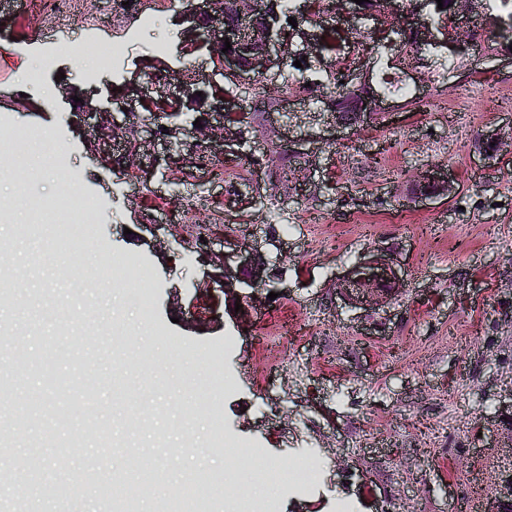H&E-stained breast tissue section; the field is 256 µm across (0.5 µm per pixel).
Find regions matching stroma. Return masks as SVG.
I'll list each match as a JSON object with an SVG mask.
<instances>
[{"label": "stroma", "instance_id": "1", "mask_svg": "<svg viewBox=\"0 0 512 512\" xmlns=\"http://www.w3.org/2000/svg\"><path fill=\"white\" fill-rule=\"evenodd\" d=\"M54 2L0 0V46L23 47L0 79V125L51 134L63 160L37 155L24 182L0 177L9 214L0 239L13 243L9 265L26 270L0 297V324L24 332L28 357L10 401L42 399L0 465L13 479L0 512L43 499L79 467L96 486L69 499L67 512H100L99 489L145 485L152 491L140 512H156L196 471L224 475L215 512L257 495L276 512H336L342 499L351 512H470L476 487L498 466L500 408L512 398V150L485 151L489 134L512 132V58L497 30L473 15L471 43L433 54L371 53L363 42L402 20L410 0L363 16L353 0H330L318 23L349 36L304 78L325 86L353 63L405 79L423 103L382 97L377 118L343 132L329 127L328 105L316 94H281L267 73L218 75L217 58L184 41L188 0H140L127 12L116 0H91L82 17ZM90 38L124 46L111 77L87 76L71 55ZM161 42L166 52L157 51ZM46 48L58 61L41 74ZM167 66L192 82L214 80L255 154L226 152L218 173L174 140L161 161L146 130L165 126L164 118L138 106L126 117L106 114L111 97L151 92V74ZM69 85L83 89L82 101L63 97ZM48 96L51 112L43 108ZM96 111L94 132L86 115ZM116 122L127 127L119 140ZM129 153L142 173L124 167ZM428 170L451 173L455 193L414 200L409 188ZM67 171L80 175L99 209L84 264L131 259L147 269L148 313L126 288L90 300L55 287L54 270L69 252L36 225L26 201L51 204ZM215 223L223 234L196 244L198 228ZM174 227L182 241L165 248ZM252 245L275 275L240 331L196 286L222 274L226 253ZM377 254L392 258L403 292L378 310L345 305L336 282ZM115 316L128 356L151 360L147 372H117L104 347L91 371L71 353L88 331L112 335ZM271 317L282 321L274 339L265 329ZM263 349L286 351L288 363L264 364ZM209 360L233 382L220 433L191 416L197 388L172 384ZM82 401L89 413L79 410ZM232 445L262 449L283 468L315 459L316 480L301 491L264 481L237 466Z\"/></svg>", "mask_w": 512, "mask_h": 512}]
</instances>
